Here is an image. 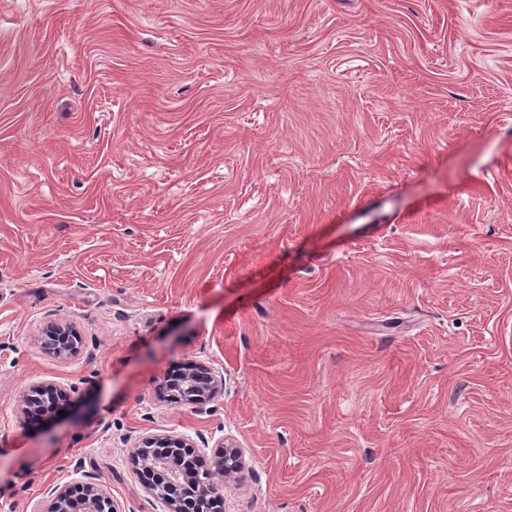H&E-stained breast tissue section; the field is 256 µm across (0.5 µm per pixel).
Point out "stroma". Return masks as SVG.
Listing matches in <instances>:
<instances>
[{
  "label": "stroma",
  "instance_id": "35a3bbf8",
  "mask_svg": "<svg viewBox=\"0 0 512 512\" xmlns=\"http://www.w3.org/2000/svg\"><path fill=\"white\" fill-rule=\"evenodd\" d=\"M163 434L222 512H512V0H0V512H165ZM47 336H55L56 342L51 343L49 349L56 355L64 353H72L76 349L77 341L74 336L78 338L75 330L68 324L57 323L50 327ZM184 369L181 370L183 376H185L187 380L191 381V377L200 373H204L207 376V384L204 389L200 391L198 395H196V384L188 382V381H179L174 380L171 383V387L169 391L171 393V400L176 403H187L191 404V398L193 397V404H202L209 398H211L214 392L219 388V382L214 378L210 370L199 364L189 363L184 365ZM152 442H176L183 445L185 448H179L175 446L144 448L143 455L147 458H152L153 456L159 455L169 460L173 458L183 459L186 456V448H194V446L189 443L190 441L188 439L174 437L171 435H156L154 437H148L144 440L143 443L148 444ZM85 496L77 501L69 488H56L49 512H112V499L97 484L85 485Z\"/></svg>",
  "mask_w": 512,
  "mask_h": 512
}]
</instances>
